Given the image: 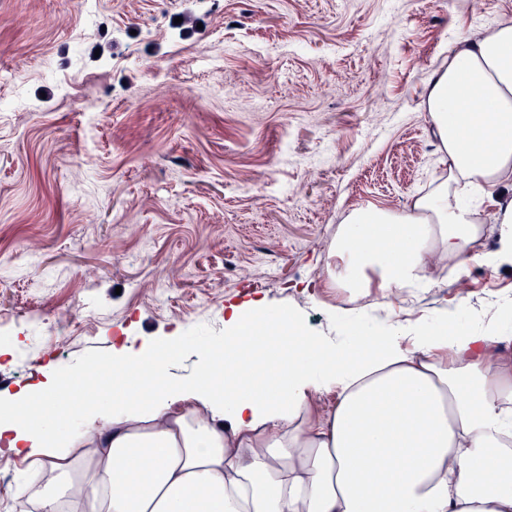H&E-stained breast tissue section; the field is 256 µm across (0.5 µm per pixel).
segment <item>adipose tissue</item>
<instances>
[{"label": "adipose tissue", "mask_w": 512, "mask_h": 512, "mask_svg": "<svg viewBox=\"0 0 512 512\" xmlns=\"http://www.w3.org/2000/svg\"><path fill=\"white\" fill-rule=\"evenodd\" d=\"M485 109H468L471 95ZM431 133L448 174L401 212L366 208L340 225L328 267L337 288L432 287L447 261L512 265V200L497 245L472 255L483 226L470 193L512 189V25L458 39L426 83ZM333 317L341 342L256 298L224 308V349L182 327L113 342L98 365L112 393L86 394L81 370L0 395V456L27 463L30 512H512V336L498 318L465 327ZM198 365L176 377L186 351ZM73 392L82 427L57 389ZM335 392L333 406L315 397Z\"/></svg>", "instance_id": "adipose-tissue-1"}]
</instances>
